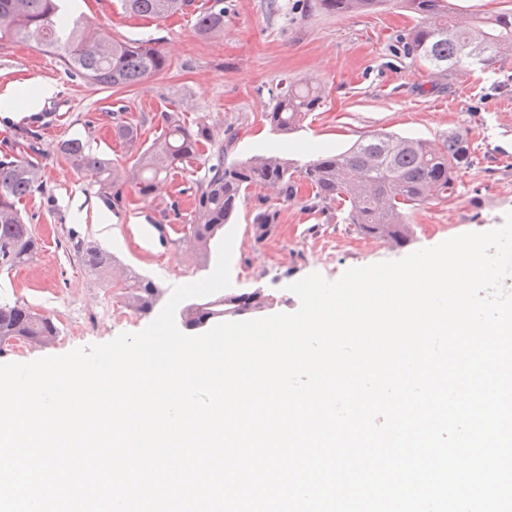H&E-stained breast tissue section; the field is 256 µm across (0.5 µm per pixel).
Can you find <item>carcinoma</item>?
Returning a JSON list of instances; mask_svg holds the SVG:
<instances>
[{"label": "carcinoma", "mask_w": 512, "mask_h": 512, "mask_svg": "<svg viewBox=\"0 0 512 512\" xmlns=\"http://www.w3.org/2000/svg\"><path fill=\"white\" fill-rule=\"evenodd\" d=\"M130 15L161 20L183 12L193 0H121ZM387 0H316V6L339 15L375 10ZM400 7L417 15V23L399 36L405 57L426 63L440 77H451L473 65L488 67L497 58L512 54V9L491 15L459 17L447 0H398ZM224 0L211 5L196 18V31L211 37L224 30ZM58 0H0V43L33 40L43 50L58 55L71 74L102 88H130L160 74L167 58L148 41L131 43L95 32L78 17L66 27ZM322 89L308 80L294 79L277 88L273 104L265 113L270 129L288 135L301 127L322 102ZM165 135L143 148L138 130L118 122L114 134L122 139L132 159L131 167L116 165L86 151L82 141L69 139L59 151L78 169L90 173L100 194L117 207L122 203V185L133 180L139 194L153 196L157 183L171 170L200 156L208 146L216 163L196 191L194 223L187 225L183 243L194 258L208 266L211 243L234 215L241 198L252 187L275 191L278 199L297 198L299 182L312 189L311 208L332 207L345 214L348 224L365 238L397 246L413 235L410 218L422 205L446 202L456 195L458 172L472 162L468 132L448 131L442 142L375 132L359 137L346 151H323L301 166L277 150L245 161L229 162L224 145L214 144L209 127L186 125L177 112L161 113ZM40 186L38 162L32 158L0 159V272H9L32 262L41 243L34 228L20 217L18 204ZM279 212L266 208L253 219V236L261 241L271 236ZM84 271L124 290L126 306L147 315L161 301L163 290L135 272L114 273L112 254L94 245L74 243ZM269 297L260 291L218 293L190 298L178 310L181 326L189 331L217 324L226 317L263 311ZM60 329L54 319L26 302H0V351L18 343L46 347L55 343Z\"/></svg>", "instance_id": "cac0c4a2"}]
</instances>
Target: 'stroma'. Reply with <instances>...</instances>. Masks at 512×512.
<instances>
[{
	"label": "stroma",
	"instance_id": "stroma-1",
	"mask_svg": "<svg viewBox=\"0 0 512 512\" xmlns=\"http://www.w3.org/2000/svg\"><path fill=\"white\" fill-rule=\"evenodd\" d=\"M315 0H227L224 30L205 38L195 19L209 0H195L184 14L144 21L124 14L119 0H63L67 14L96 18L100 31L129 42L150 40L167 56V68L138 86L106 89L70 75L60 59L30 42L0 44V93L25 92L32 80L54 86L36 111L0 115V155L15 151L22 135H39L43 186L20 209L41 240L30 264L0 273V300L25 301L54 318L58 340L45 348L22 344L0 354V363H26L72 349L106 343L137 332L150 316L130 311L120 289L86 274L75 241L112 253L118 263L152 279L163 291L208 272L196 266L178 241L194 216L196 190L208 174L210 155L172 170L155 197L130 184L112 207L94 180L57 152L60 141L78 138L97 154L124 161L126 148L113 134L115 122L137 125L148 146L163 135L160 115L180 113L188 124L206 123L215 141L227 128L237 133L228 160L269 150L276 136L265 120L277 84L306 79L324 92L323 103L284 141L297 163L324 150L344 151L360 135L393 131L441 140L450 129L469 134L473 164L458 175L455 197L420 207L411 218L414 234L405 245L378 247L358 235L342 212L310 211L306 199L283 202L262 187L241 199L231 222L236 234L231 289H262L266 315L292 313L298 298L288 284L319 273L330 280L345 270L396 260L467 232L500 226L512 211V55L495 65L437 80L421 63L403 56L396 36L410 28V13L394 6L349 15L315 9ZM279 211L272 236L255 242L252 221L265 208ZM111 230H103V219Z\"/></svg>",
	"mask_w": 512,
	"mask_h": 512
}]
</instances>
